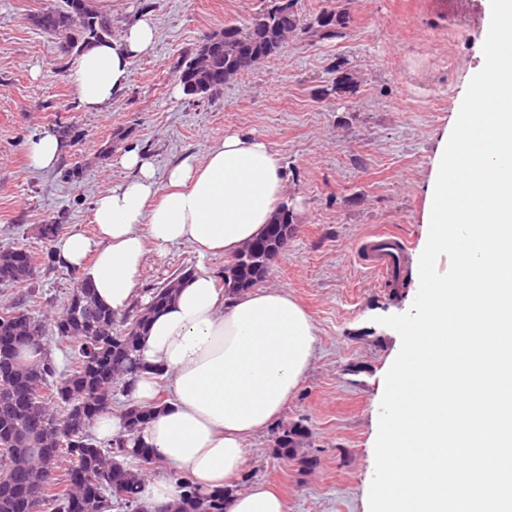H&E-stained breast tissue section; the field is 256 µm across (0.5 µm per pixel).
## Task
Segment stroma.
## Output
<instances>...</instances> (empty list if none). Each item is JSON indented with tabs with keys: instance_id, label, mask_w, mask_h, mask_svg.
Here are the masks:
<instances>
[{
	"instance_id": "1",
	"label": "stroma",
	"mask_w": 512,
	"mask_h": 512,
	"mask_svg": "<svg viewBox=\"0 0 512 512\" xmlns=\"http://www.w3.org/2000/svg\"><path fill=\"white\" fill-rule=\"evenodd\" d=\"M61 2L0 0V250L44 253V224L93 235L91 204L128 178L117 162L126 150L161 173L227 132L265 139L284 166L295 231L264 285L306 308L317 349L275 427L247 440L243 473L281 492L287 512H368L384 377L400 349L377 319L405 313L415 298L434 160L484 62L489 0H297L302 33L198 101L174 95L178 63L225 25H248L269 0H112L113 36L147 14L156 43L98 112L79 107L60 39L31 22ZM326 11L345 14V27L330 40L309 36L306 26ZM342 62L355 77L347 93L335 89ZM55 133L70 151L54 170L29 167L28 141ZM379 231L412 245L403 287H385L358 257L361 240ZM225 264L184 244L150 255L140 286L201 266L220 278ZM76 278L39 271L32 315L60 309ZM298 421L310 436L297 458L280 459L275 430Z\"/></svg>"
}]
</instances>
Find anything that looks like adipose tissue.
<instances>
[{"instance_id":"1","label":"adipose tissue","mask_w":512,"mask_h":512,"mask_svg":"<svg viewBox=\"0 0 512 512\" xmlns=\"http://www.w3.org/2000/svg\"><path fill=\"white\" fill-rule=\"evenodd\" d=\"M155 26L138 18L119 38L74 58L68 80L78 105L100 111L126 86L134 59L150 53ZM129 181L94 201L95 237L63 236L57 253L89 280L99 302L126 310L150 253L190 244L200 257L233 258L272 223L284 169L268 142L229 132L203 157L187 156L157 179L141 152L123 153ZM316 352L312 319L282 288L225 296L207 268L186 279L142 338L140 357L168 380L136 377L131 401L155 405L143 443L169 468L205 489H221L245 467V442L272 425L307 375Z\"/></svg>"}]
</instances>
